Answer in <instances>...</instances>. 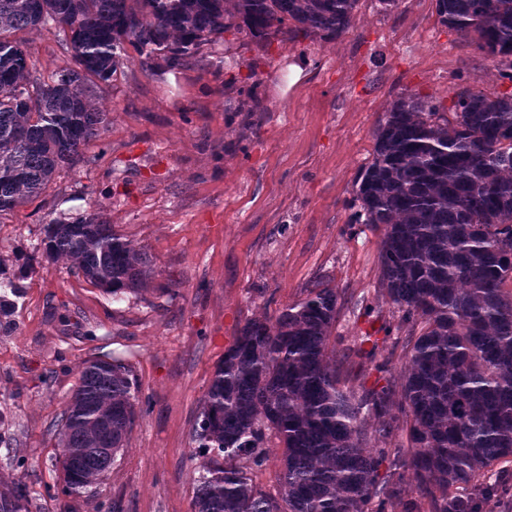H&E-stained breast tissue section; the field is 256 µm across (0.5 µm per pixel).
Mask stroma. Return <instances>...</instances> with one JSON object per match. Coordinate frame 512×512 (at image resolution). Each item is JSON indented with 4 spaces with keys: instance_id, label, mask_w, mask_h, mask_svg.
I'll list each match as a JSON object with an SVG mask.
<instances>
[{
    "instance_id": "35a3bbf8",
    "label": "stroma",
    "mask_w": 512,
    "mask_h": 512,
    "mask_svg": "<svg viewBox=\"0 0 512 512\" xmlns=\"http://www.w3.org/2000/svg\"><path fill=\"white\" fill-rule=\"evenodd\" d=\"M19 37L38 78L69 64L53 26ZM126 54L81 161L0 213V269L22 288L0 330V479L27 482L32 512H194L192 433L217 363L247 321L310 289L336 293L346 370L379 379L355 352L399 312L380 289L383 229L353 202L376 130L405 93L444 109L462 88L512 94L436 0H358L336 38L260 44L233 27L177 65ZM249 96L257 111H241ZM90 208L148 252L147 290L115 297L46 257L47 224ZM95 356L131 368L138 416L93 496L72 499L53 427Z\"/></svg>"
}]
</instances>
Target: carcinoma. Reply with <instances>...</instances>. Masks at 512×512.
Instances as JSON below:
<instances>
[{"label":"carcinoma","mask_w":512,"mask_h":512,"mask_svg":"<svg viewBox=\"0 0 512 512\" xmlns=\"http://www.w3.org/2000/svg\"><path fill=\"white\" fill-rule=\"evenodd\" d=\"M358 0H0V212L43 193L100 133L94 99L123 65L124 44L147 66L177 64L227 29L259 40L338 37ZM442 24L477 34V48L512 70V0H436ZM294 26H288V22ZM52 24L73 65L31 77L17 33ZM454 116L432 100H394L376 132L354 201L357 220L381 224V285L406 335L389 357L406 360L394 386L346 385L329 349L340 308L331 288L309 291L273 320H250L215 367L194 428L208 458L195 477V512H481L509 497L494 465L512 458V94L461 91ZM45 254L64 258L117 297L143 289L147 252L95 211L48 225ZM17 287L0 276V316ZM60 415L63 491L86 497L111 469L136 420V382L116 361L82 363ZM380 431L407 430L405 448H368L366 416ZM112 425V450L100 430ZM282 444L280 495L253 483L266 432ZM387 464V475L378 470ZM413 470L420 497L403 499ZM28 485L0 483V512H31Z\"/></svg>","instance_id":"obj_1"}]
</instances>
